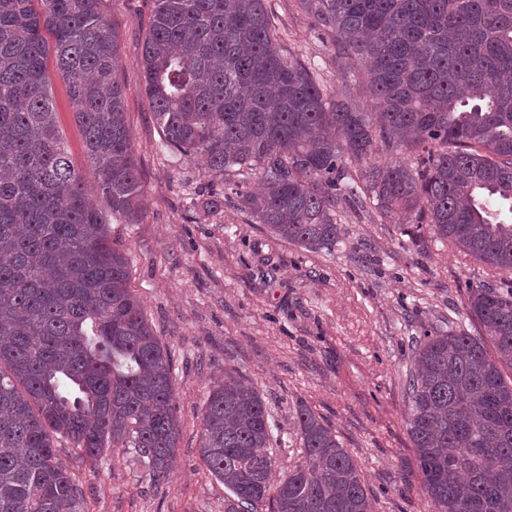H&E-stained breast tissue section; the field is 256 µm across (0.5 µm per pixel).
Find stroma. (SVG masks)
I'll use <instances>...</instances> for the list:
<instances>
[{
    "instance_id": "1",
    "label": "stroma",
    "mask_w": 512,
    "mask_h": 512,
    "mask_svg": "<svg viewBox=\"0 0 512 512\" xmlns=\"http://www.w3.org/2000/svg\"><path fill=\"white\" fill-rule=\"evenodd\" d=\"M283 44L318 62L321 78L361 86L294 0H269ZM118 32L119 77L145 207L138 223L110 221L114 247L129 257V286L172 356L180 438L177 463L156 482L132 448L103 449L96 463L59 440L84 512H224V486L199 459L200 417L214 382L233 375L255 388L271 414L273 477L302 461L297 411L308 406L356 461L372 512H429L407 431L412 339L433 332L482 336L468 313L472 286L512 288L504 273L452 244L418 246L404 217L343 207L331 248L274 237L240 208L236 175L208 173L200 157L168 149L141 77L154 0H103ZM73 168L92 180L67 87L48 67Z\"/></svg>"
}]
</instances>
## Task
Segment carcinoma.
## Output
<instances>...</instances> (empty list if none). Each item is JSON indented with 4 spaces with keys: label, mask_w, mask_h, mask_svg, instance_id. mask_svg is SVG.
Returning <instances> with one entry per match:
<instances>
[{
    "label": "carcinoma",
    "mask_w": 512,
    "mask_h": 512,
    "mask_svg": "<svg viewBox=\"0 0 512 512\" xmlns=\"http://www.w3.org/2000/svg\"><path fill=\"white\" fill-rule=\"evenodd\" d=\"M142 54L167 147L208 172H245L241 204L276 237L330 248L336 208L415 215L405 235L512 272V0H295L337 68L365 67L371 112L329 95L282 44L268 0H154ZM54 58L83 130L94 188L73 169L49 91ZM101 0H0V512H84L54 441L93 461L136 448L152 476L176 463L170 353L127 286L108 215L140 220L142 189ZM392 152L402 160L371 163ZM362 184L344 182L348 168ZM485 336L415 339L407 430L431 512H512V288L468 289ZM270 414L227 376L197 451L224 512H369L359 469L303 406V461L272 480Z\"/></svg>",
    "instance_id": "obj_1"
}]
</instances>
